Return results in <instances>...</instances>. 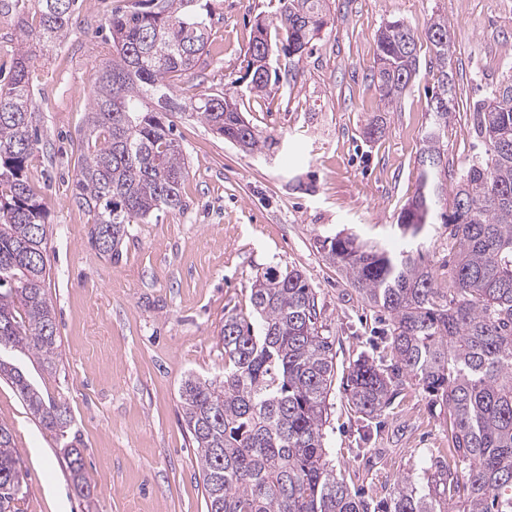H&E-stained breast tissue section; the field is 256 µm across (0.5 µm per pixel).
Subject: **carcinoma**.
<instances>
[{"instance_id": "1", "label": "carcinoma", "mask_w": 512, "mask_h": 512, "mask_svg": "<svg viewBox=\"0 0 512 512\" xmlns=\"http://www.w3.org/2000/svg\"><path fill=\"white\" fill-rule=\"evenodd\" d=\"M277 22L258 18L246 50L249 92L279 82L266 58L302 55L327 25V0H278ZM21 21V47L0 82V353L55 364L53 307L46 297V209L26 171L37 151L38 109L29 85V38L65 40L81 0H38ZM105 28L112 58L94 78L81 142L87 155L72 197L92 215L88 241L117 259L131 224L183 207L186 159L168 110H190L212 133L253 154L279 144L243 117L235 83L188 104L171 81L193 74L206 52L212 12L200 0H120ZM427 37L436 65L434 92L418 157L420 187L398 218L404 250L337 234L326 258L362 299L387 319L389 363L362 353L344 382L350 405L378 419L411 379L448 414L463 471L441 456L430 481L404 474L374 505L336 480L323 426L334 378L333 342L319 331L317 301L297 269L269 267L250 288L249 314L224 315V375L189 376L179 388L183 420L200 462L207 512H512V82L477 108L486 156L448 186L444 130L451 114L453 54L448 22L433 15ZM373 80L384 111L397 107L419 70L414 31L393 20L377 34ZM442 224L455 252L450 288L426 263L417 238ZM9 382L42 428L63 440L75 487L90 495L80 449L69 441L67 408L45 400L26 373L0 356ZM24 478L10 428L0 423V512H19Z\"/></svg>"}]
</instances>
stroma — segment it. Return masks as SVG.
<instances>
[{
	"label": "stroma",
	"mask_w": 512,
	"mask_h": 512,
	"mask_svg": "<svg viewBox=\"0 0 512 512\" xmlns=\"http://www.w3.org/2000/svg\"><path fill=\"white\" fill-rule=\"evenodd\" d=\"M115 0H86L70 35L36 48L29 78L41 144L28 179L47 209L46 296L57 318L55 372L22 359L28 375L65 403L69 437L95 481L79 497L60 444L17 393L0 382V423L13 435L22 474V512H207L196 451L182 418V379L222 376L224 316L249 308V286L269 266L301 271L316 291L321 332L333 342L335 377L324 427L340 482L368 501L388 498L395 479H423L432 457L452 459L447 414L404 381L379 428L364 430L343 383L373 348L376 314L326 260L324 237L345 231L399 242L396 222L419 186L417 158L427 122L431 15L448 20L455 47L453 112L445 145L451 176L486 147L476 109L512 78V0H329L332 25L301 58L281 57L287 83L245 97L261 131L280 133L279 152L244 154L183 114L172 115L187 158L183 207L133 224L112 260L88 242L91 215L72 199L83 165L80 129L92 78L110 58L95 32ZM278 0H211L212 35L194 76L173 88L186 103L245 73L257 17ZM399 19L415 31L421 65L397 108L383 112L372 80L376 34ZM384 129L366 139L375 115Z\"/></svg>",
	"instance_id": "stroma-1"
}]
</instances>
